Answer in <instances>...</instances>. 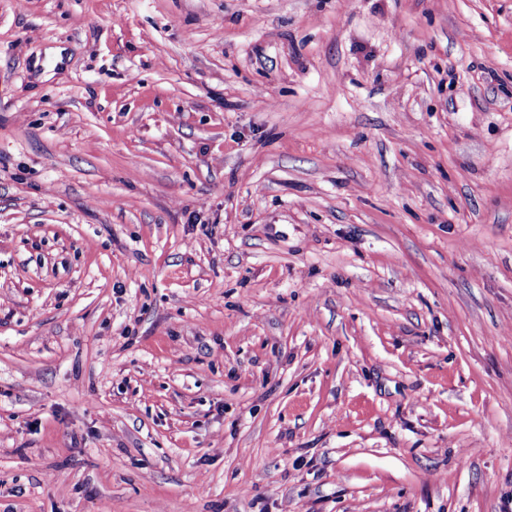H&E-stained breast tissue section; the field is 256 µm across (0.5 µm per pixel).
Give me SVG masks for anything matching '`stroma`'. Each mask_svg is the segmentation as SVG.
Here are the masks:
<instances>
[{
	"label": "stroma",
	"instance_id": "obj_1",
	"mask_svg": "<svg viewBox=\"0 0 512 512\" xmlns=\"http://www.w3.org/2000/svg\"><path fill=\"white\" fill-rule=\"evenodd\" d=\"M512 0H0V512L512 505Z\"/></svg>",
	"mask_w": 512,
	"mask_h": 512
}]
</instances>
